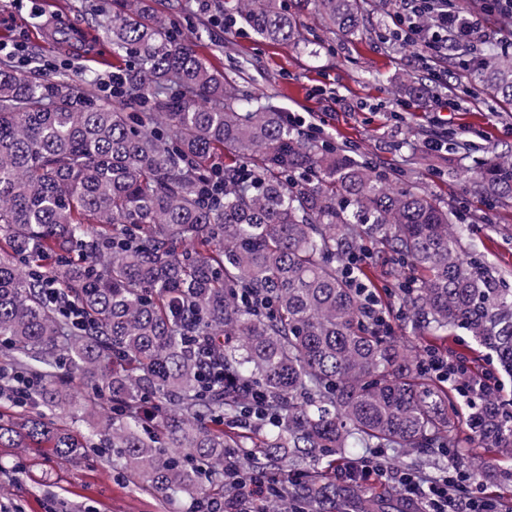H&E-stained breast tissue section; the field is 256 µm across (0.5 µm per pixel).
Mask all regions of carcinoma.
<instances>
[{
  "mask_svg": "<svg viewBox=\"0 0 512 512\" xmlns=\"http://www.w3.org/2000/svg\"><path fill=\"white\" fill-rule=\"evenodd\" d=\"M370 0H216L273 45L305 40L311 11L358 34ZM122 67L115 103L63 75L0 60V448L93 452L157 498L192 512L271 483L255 512H386L382 493L336 479L344 448H398L512 487V410L474 402L473 451H460L456 395L430 383L419 349L461 331L512 378V290L463 247L464 228L418 188L288 124L238 94L151 0H112L98 22ZM471 79L512 101V56L489 49ZM224 171V203L202 193ZM470 193L512 202V159L495 158ZM393 257L405 274L384 308L412 313L400 337L370 322L342 263ZM51 254L55 269L40 260ZM53 273L77 325L43 297ZM265 412L241 425L252 393ZM239 475L238 470L234 467L224 466V478H234L233 482H237L239 484L238 488L240 490V495H237L236 498L226 499L224 498V511L225 512H236L240 511L239 504L242 501L243 494H249L252 497H257L258 499H263L267 495V487L269 482L266 481V478H252L249 481L240 482L237 476ZM244 499V498H243ZM230 500V501H228Z\"/></svg>",
  "mask_w": 512,
  "mask_h": 512,
  "instance_id": "1",
  "label": "carcinoma"
}]
</instances>
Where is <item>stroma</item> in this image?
Here are the masks:
<instances>
[{"mask_svg": "<svg viewBox=\"0 0 512 512\" xmlns=\"http://www.w3.org/2000/svg\"><path fill=\"white\" fill-rule=\"evenodd\" d=\"M112 0H0V44L25 45L26 73L54 71L100 83L112 72V49L98 40L69 45L47 40L45 31L66 22L90 31L100 8ZM182 7L181 28L200 55L235 81L240 90L270 97L281 111L321 122V138L350 148L392 179L414 185L452 207L469 228L477 254L504 272L512 288V203L489 207L466 184L491 156L512 154V103L467 79L454 60L418 65L412 47L383 42L397 12L371 15L354 39L328 34L318 16L300 14L303 45H272L238 27L199 30V0H158L161 16ZM429 85L426 104L397 90L398 76ZM343 108L334 110L333 97ZM449 140L446 151L425 150V139ZM22 512H188L187 501L168 506L119 477L109 460L93 455L63 462L45 449L0 448V506Z\"/></svg>", "mask_w": 512, "mask_h": 512, "instance_id": "obj_1", "label": "stroma"}]
</instances>
